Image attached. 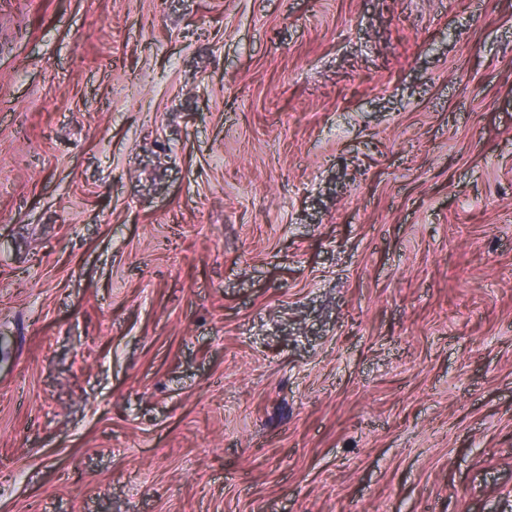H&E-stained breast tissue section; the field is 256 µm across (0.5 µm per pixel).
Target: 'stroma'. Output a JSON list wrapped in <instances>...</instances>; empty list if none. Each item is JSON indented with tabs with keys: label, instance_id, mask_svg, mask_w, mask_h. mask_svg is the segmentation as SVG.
I'll list each match as a JSON object with an SVG mask.
<instances>
[{
	"label": "stroma",
	"instance_id": "stroma-1",
	"mask_svg": "<svg viewBox=\"0 0 512 512\" xmlns=\"http://www.w3.org/2000/svg\"><path fill=\"white\" fill-rule=\"evenodd\" d=\"M0 512H512V0H0Z\"/></svg>",
	"mask_w": 512,
	"mask_h": 512
}]
</instances>
